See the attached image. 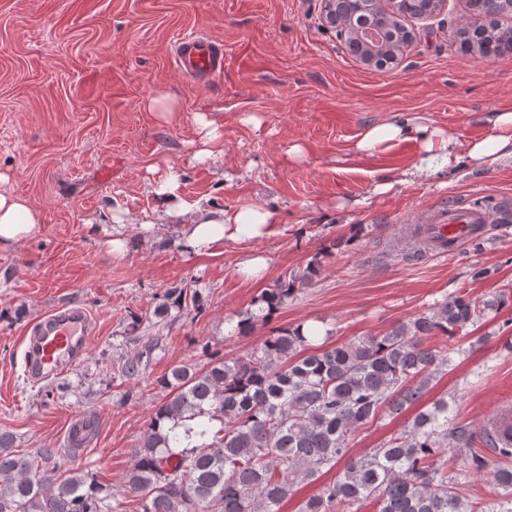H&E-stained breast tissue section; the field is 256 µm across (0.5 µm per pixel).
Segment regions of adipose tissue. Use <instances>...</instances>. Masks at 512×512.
Here are the masks:
<instances>
[{
	"label": "adipose tissue",
	"mask_w": 512,
	"mask_h": 512,
	"mask_svg": "<svg viewBox=\"0 0 512 512\" xmlns=\"http://www.w3.org/2000/svg\"><path fill=\"white\" fill-rule=\"evenodd\" d=\"M488 136L461 140L453 131L438 127L428 118L410 113L394 116L389 122L366 128L352 146L353 157L373 154L381 145L414 139L421 152L411 176L455 175L476 167H512V108L487 112ZM196 161L215 162L224 155V120L217 113L197 119ZM152 221L178 224L190 249L197 254H213L224 241L256 242L268 236L275 221L273 211L258 206L233 210L211 208L185 199L176 176H169L154 189ZM38 211L20 198L0 192V247L13 245L31 235L38 226Z\"/></svg>",
	"instance_id": "obj_1"
}]
</instances>
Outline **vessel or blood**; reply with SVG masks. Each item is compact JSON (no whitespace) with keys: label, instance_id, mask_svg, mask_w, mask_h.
<instances>
[{"label":"vessel or blood","instance_id":"1","mask_svg":"<svg viewBox=\"0 0 512 512\" xmlns=\"http://www.w3.org/2000/svg\"><path fill=\"white\" fill-rule=\"evenodd\" d=\"M174 61L183 75L200 82L224 70V46L204 34L191 33L175 46ZM512 220V210L494 209L471 200L452 202L425 211L421 217L429 225V249L443 250L448 236H470L473 229L497 221ZM95 319L83 307L70 305L40 317L29 329L24 354L25 373L42 381L57 375L62 360L77 361L86 353L95 335Z\"/></svg>","mask_w":512,"mask_h":512}]
</instances>
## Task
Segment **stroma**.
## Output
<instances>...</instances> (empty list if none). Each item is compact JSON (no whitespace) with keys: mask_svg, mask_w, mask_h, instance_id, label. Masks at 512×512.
<instances>
[{"mask_svg":"<svg viewBox=\"0 0 512 512\" xmlns=\"http://www.w3.org/2000/svg\"><path fill=\"white\" fill-rule=\"evenodd\" d=\"M322 8V0H0V191L40 214L30 236L0 248V430L19 449L63 448L73 422L93 420L95 435L63 465L119 489L113 512H140V496L122 489L131 450L164 397L158 379L177 365L206 367L202 344L236 357L270 327L310 323L321 330L316 347H333L387 333L457 295L512 297V223L485 225L481 249L462 240L414 261L403 235L404 221L430 206L469 196L512 202V167L404 184L416 142L349 158L366 127L408 112L465 141L486 137L487 111L512 106V53L464 49L455 32L468 20L466 4L448 0L436 18L415 22L400 64L377 70L346 53ZM198 30L223 42L225 58L223 73L201 85L171 56L174 41ZM158 96L176 100L174 120L148 109ZM212 111L224 115V157L199 164L194 119ZM295 143L304 155L291 160L285 151ZM171 168L185 198L266 207L277 224L257 243L228 240L212 255L189 251L170 225L144 230L134 219L151 211V184ZM386 179L399 180L397 193L374 194ZM115 206L130 241L118 256L106 245ZM252 253L267 261L257 280L237 270ZM312 261L319 274L271 326L237 334L254 298ZM477 265L496 272L472 279ZM180 285L197 290L200 311L132 330L134 314ZM73 304L97 322L86 354L56 377L28 382L31 323ZM510 336L512 305L464 339H430L455 350L430 396L452 401L456 422L478 431L512 406ZM146 339L159 349L137 377H123V362Z\"/></svg>","mask_w":512,"mask_h":512,"instance_id":"stroma-1","label":"stroma"}]
</instances>
